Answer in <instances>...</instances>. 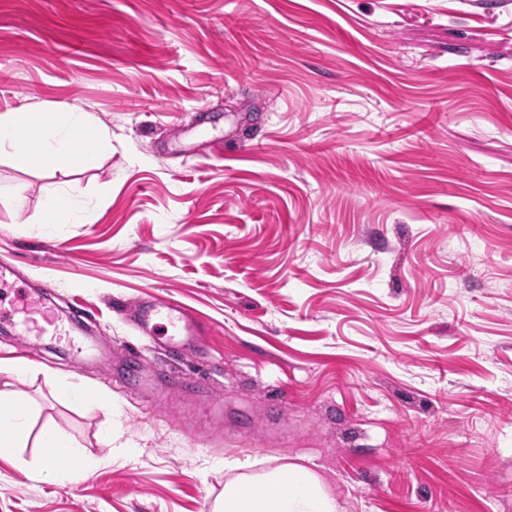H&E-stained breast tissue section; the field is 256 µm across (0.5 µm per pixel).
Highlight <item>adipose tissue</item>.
<instances>
[{"label": "adipose tissue", "mask_w": 512, "mask_h": 512, "mask_svg": "<svg viewBox=\"0 0 512 512\" xmlns=\"http://www.w3.org/2000/svg\"><path fill=\"white\" fill-rule=\"evenodd\" d=\"M22 130L32 134L31 146L21 144L18 133ZM86 138L104 150L112 142L109 129L87 112H50L35 104L22 112L0 113V157L30 169L89 163V156L78 149ZM81 194L74 181L47 188L35 223L50 226L81 221ZM33 412L25 393L7 385L0 387V449L20 448L32 439L43 453L82 458L81 445L54 425H44L38 435H31ZM224 469L228 478L218 512H342L322 478L305 466L288 463L261 470L256 460L232 457L225 459Z\"/></svg>", "instance_id": "1"}]
</instances>
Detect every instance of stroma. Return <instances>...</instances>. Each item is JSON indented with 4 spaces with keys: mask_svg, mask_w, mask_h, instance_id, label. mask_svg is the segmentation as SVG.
Masks as SVG:
<instances>
[{
    "mask_svg": "<svg viewBox=\"0 0 512 512\" xmlns=\"http://www.w3.org/2000/svg\"><path fill=\"white\" fill-rule=\"evenodd\" d=\"M35 102L112 150L0 159V310L54 289L53 325L0 331V358L33 365L34 427L90 475L2 452L0 512H213L245 456L305 465L346 512H512V0H0V113ZM52 181L85 222L34 223ZM157 298L204 352L121 310ZM109 422L138 457L110 459ZM160 319H166L171 332L161 333ZM131 320L141 336L155 341L156 336H167L163 345L184 353H194L204 347L205 339L200 321L187 312L178 301L167 298L150 305H140L131 314ZM36 445L42 448L43 467L41 471L57 481H64L70 476V472L63 467H52L47 463V455L56 452L62 456L81 459L82 446L74 439L64 435L52 424H45L36 437Z\"/></svg>",
    "mask_w": 512,
    "mask_h": 512,
    "instance_id": "1",
    "label": "stroma"
}]
</instances>
